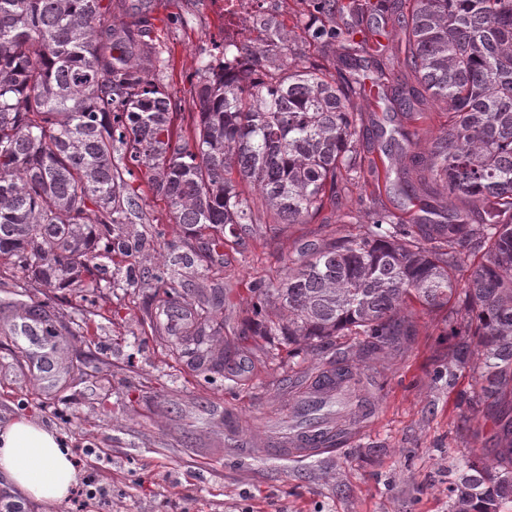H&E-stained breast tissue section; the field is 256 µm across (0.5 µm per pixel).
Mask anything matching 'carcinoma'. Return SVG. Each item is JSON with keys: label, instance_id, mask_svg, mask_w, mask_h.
<instances>
[{"label": "carcinoma", "instance_id": "obj_1", "mask_svg": "<svg viewBox=\"0 0 512 512\" xmlns=\"http://www.w3.org/2000/svg\"><path fill=\"white\" fill-rule=\"evenodd\" d=\"M389 10L422 87L393 88V98L418 112L426 95L449 115L421 157L398 154V175L420 191L439 182L463 207L452 220L435 209L441 220L408 226L372 207L362 233L308 247L283 279L253 285L241 334L322 348L361 336L349 349L368 357L413 335L408 304L456 301L466 338L448 374L478 375L477 398L497 407L503 445L494 466L461 470L449 512H500L512 502V0H318L304 29L354 69L364 16ZM344 12L354 23L339 35L333 19ZM257 24L281 56L216 46L195 71L198 121L184 136L172 124L177 103L153 78L165 60L143 11L126 0H0V266L47 286L97 288L110 264L141 250L124 226L142 170L169 221L200 231L232 233L260 223L261 211L274 224H305L336 203L338 185L361 178L360 80L289 63L281 23ZM89 224L103 227L94 243ZM472 241L483 260L459 289L452 271ZM165 275L159 267L151 280L172 308ZM210 336L205 317L176 351L201 362Z\"/></svg>", "mask_w": 512, "mask_h": 512}]
</instances>
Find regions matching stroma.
Masks as SVG:
<instances>
[{"instance_id":"1","label":"stroma","mask_w":512,"mask_h":512,"mask_svg":"<svg viewBox=\"0 0 512 512\" xmlns=\"http://www.w3.org/2000/svg\"><path fill=\"white\" fill-rule=\"evenodd\" d=\"M309 10L308 0H259L242 38L265 42L255 19L273 16L289 34V61L320 58L302 24ZM147 13L165 60L159 78L181 105L174 123L190 126L194 72L224 41V0H150ZM379 29L383 50L365 54L360 78L367 87L356 100L365 117L357 143L363 176L340 186L335 205L305 224L249 225L221 246V260L184 267L168 264L171 247L202 244L203 236L171 224L165 203L147 195L138 202L142 219L129 227L144 239L130 277L102 283L89 300L76 288H49L19 274L0 285V314L27 312L63 338L53 368L43 369L27 340L0 326V422L26 415L65 437L82 474H95L102 489L85 512H448V485L465 462L494 460V409L476 400L471 371L446 375L463 324L446 307L412 305V336L373 357L351 358L355 392L372 415L347 412L364 432L344 447L304 461L251 456L225 428V414L234 415L239 439L252 443L286 425L314 374L350 342L338 337L335 349L300 355L275 371L272 337L240 333L251 286L281 280L304 246L360 233L349 218L369 203L402 224L425 205L398 190L396 154L382 133L400 126L428 140L447 127L448 114L433 101L409 116L393 113L371 86L378 60L389 84L416 82L403 64L404 36L388 22ZM162 264L183 315L196 311L202 290L223 284L226 301L213 315L222 325L216 346L233 350L223 373L202 371L173 351L177 329L157 316L160 297L143 275Z\"/></svg>"}]
</instances>
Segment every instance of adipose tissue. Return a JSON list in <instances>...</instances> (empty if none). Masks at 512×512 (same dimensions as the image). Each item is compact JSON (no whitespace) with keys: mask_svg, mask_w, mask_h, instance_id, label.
Instances as JSON below:
<instances>
[{"mask_svg":"<svg viewBox=\"0 0 512 512\" xmlns=\"http://www.w3.org/2000/svg\"><path fill=\"white\" fill-rule=\"evenodd\" d=\"M80 479L70 448L53 429L25 416L0 423V482L40 504L62 503Z\"/></svg>","mask_w":512,"mask_h":512,"instance_id":"obj_1","label":"adipose tissue"}]
</instances>
